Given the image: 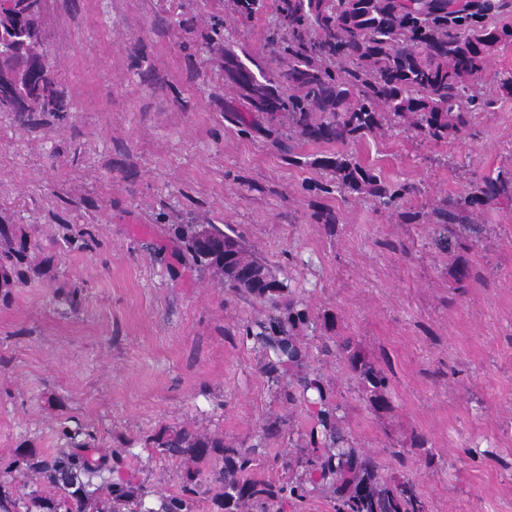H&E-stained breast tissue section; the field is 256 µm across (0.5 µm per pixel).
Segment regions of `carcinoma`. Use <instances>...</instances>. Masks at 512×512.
I'll use <instances>...</instances> for the list:
<instances>
[{"instance_id": "cac0c4a2", "label": "carcinoma", "mask_w": 512, "mask_h": 512, "mask_svg": "<svg viewBox=\"0 0 512 512\" xmlns=\"http://www.w3.org/2000/svg\"><path fill=\"white\" fill-rule=\"evenodd\" d=\"M48 0H0V112L27 130L35 114L64 121L72 103L48 57ZM210 25L182 44L185 51L208 48L216 56L240 132L259 131L299 163L301 142L334 143L336 153L314 159L323 175L313 188L324 194L370 198L377 208L397 212L415 194L406 182L389 181L345 147L374 138L386 127L400 128L422 142L439 143L470 130L499 99L512 96V72L495 93L477 90L493 57L512 47V0H275L267 57L238 54L224 37V4L239 25L252 22L263 0H209ZM512 210V167L472 181L440 200L429 212L411 214L431 225L436 248L452 260L459 288L482 278L464 253L486 234L478 223L484 209ZM314 224L332 227L340 213L319 209ZM188 262L217 286L247 298L263 318L246 326L245 337L266 351L262 373L273 379L297 368L283 387L288 402L320 399L304 446L283 457L286 476L273 482L254 476L260 445H236L186 428H161L144 446L164 458L186 462L179 490L145 506L151 491L142 484L103 476L105 459L94 457L95 436L81 425L60 429L64 449L47 456L18 453L0 464V512H195L212 490L220 512H284L318 491L333 496L334 512H421L427 501L409 476L385 475L377 461L356 446L340 426L338 405L328 398L320 376L307 367L300 332L313 321L310 306L288 295L263 256L232 227L206 219L171 225ZM38 243L19 224H0V302L26 285L36 268ZM366 400L380 403L389 376L359 356L346 339L339 345ZM215 458L202 473L194 464ZM40 477L55 493L16 494L11 479Z\"/></svg>"}]
</instances>
